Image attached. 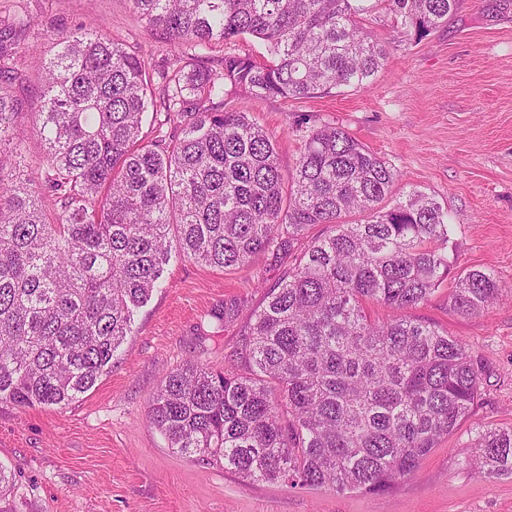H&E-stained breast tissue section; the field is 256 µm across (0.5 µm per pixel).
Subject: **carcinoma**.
Here are the masks:
<instances>
[{"mask_svg":"<svg viewBox=\"0 0 512 512\" xmlns=\"http://www.w3.org/2000/svg\"><path fill=\"white\" fill-rule=\"evenodd\" d=\"M129 2L174 47L165 63L114 42L103 19L54 34L46 54L27 45L44 142L33 165L5 148L20 141L25 103L13 89L29 77L15 55L29 22L0 28V400L62 407L91 390L174 249L224 272L293 254L288 277L247 315L235 359L166 373L151 423L176 452L249 480L389 492L481 393L461 340L367 310L428 301L450 274L454 225L422 192L392 199L401 172L336 125L312 131L285 172L276 138L232 103L364 89L386 59L368 13L381 3L423 37L458 0ZM244 35L266 54L211 63L215 44ZM356 213L365 219L352 224ZM318 224L325 231L307 239ZM504 292L472 269L449 307L473 315ZM473 448L477 469L512 477V427L480 430Z\"/></svg>","mask_w":512,"mask_h":512,"instance_id":"1","label":"carcinoma"}]
</instances>
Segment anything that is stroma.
<instances>
[{
  "label": "stroma",
  "mask_w": 512,
  "mask_h": 512,
  "mask_svg": "<svg viewBox=\"0 0 512 512\" xmlns=\"http://www.w3.org/2000/svg\"><path fill=\"white\" fill-rule=\"evenodd\" d=\"M491 2L459 0L447 24L421 39L377 9L367 25L387 56L367 88L290 107L275 98L242 105L276 137L287 171L313 129L344 128L400 170L394 198L419 190L447 210L456 225L453 273L485 268L512 286V12L492 14ZM19 18L41 44L103 18L113 39L146 63L171 54L128 0H0V26ZM291 266V258L261 254L224 273L172 254L162 288L136 311L130 336L90 391L62 408L0 401V464L16 476L0 512H512V478L470 465L475 427H512V294L464 316L450 309L445 285L408 310L462 340L482 365L483 383L454 433L388 493L246 480L169 448L148 417L163 375L192 357L223 369L245 321L216 329L210 313L230 303L260 307Z\"/></svg>",
  "instance_id": "stroma-1"
}]
</instances>
